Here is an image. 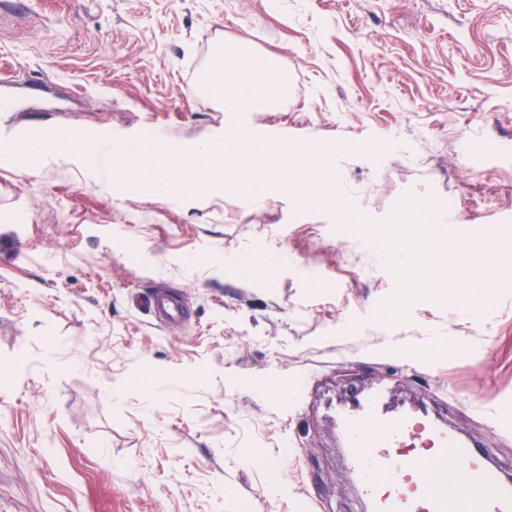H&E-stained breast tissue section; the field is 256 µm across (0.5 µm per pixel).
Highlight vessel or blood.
<instances>
[{"label": "vessel or blood", "mask_w": 512, "mask_h": 512, "mask_svg": "<svg viewBox=\"0 0 512 512\" xmlns=\"http://www.w3.org/2000/svg\"><path fill=\"white\" fill-rule=\"evenodd\" d=\"M152 309L161 325L186 313L183 302L162 293ZM394 384L383 375L336 408V439L364 491L365 512H458L464 493L473 512H512V474L492 449L458 433L437 410L399 402Z\"/></svg>", "instance_id": "obj_1"}]
</instances>
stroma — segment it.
Returning a JSON list of instances; mask_svg holds the SVG:
<instances>
[{
  "label": "stroma",
  "instance_id": "stroma-1",
  "mask_svg": "<svg viewBox=\"0 0 512 512\" xmlns=\"http://www.w3.org/2000/svg\"><path fill=\"white\" fill-rule=\"evenodd\" d=\"M283 2L0 0V512H361L331 410L398 370V400L512 464L494 428L512 413V271L489 296L464 276L437 300L337 221L450 198L441 249L512 244V0ZM227 38L286 66L288 98L254 135L324 152L349 202L161 200L151 182L177 170L104 189L15 149L29 129L184 151L223 137L201 78ZM257 252L288 261L225 263ZM159 288L186 300L184 322L156 324Z\"/></svg>",
  "mask_w": 512,
  "mask_h": 512
}]
</instances>
